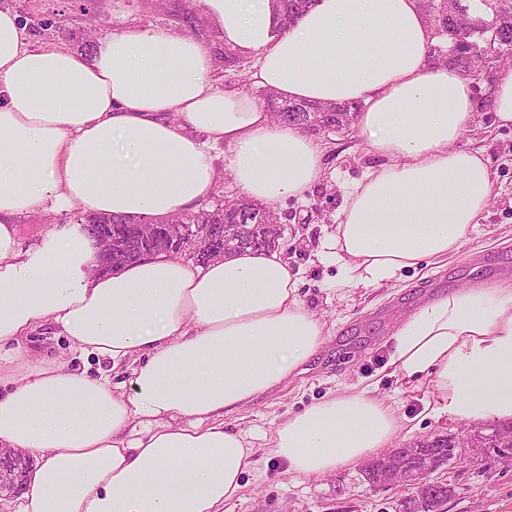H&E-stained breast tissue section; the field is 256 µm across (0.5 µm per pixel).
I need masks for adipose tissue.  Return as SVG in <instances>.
<instances>
[{"label":"adipose tissue","mask_w":512,"mask_h":512,"mask_svg":"<svg viewBox=\"0 0 512 512\" xmlns=\"http://www.w3.org/2000/svg\"><path fill=\"white\" fill-rule=\"evenodd\" d=\"M200 3L224 44L255 56L253 85L363 103L358 125L387 162L348 191L329 257L378 286L459 250L493 184L484 158L455 146L478 101L469 79L432 62L420 0H315L282 31L270 0ZM213 70L196 38L162 27L126 28L85 53L33 49L18 15L0 10V347L49 324L77 355L127 364L131 383L125 393L106 375L0 357V448L38 459L21 512H223L254 464L224 414L280 386L323 343L276 251L203 267L161 254L100 274L80 227L17 246L29 212L162 220L193 210L225 175L256 201L304 199L323 146L244 90L217 87ZM395 340L396 373L430 377L449 415L512 421V286L431 300ZM143 418L161 424L122 440ZM396 428L388 405L346 390L288 418L269 454L323 477L387 447Z\"/></svg>","instance_id":"obj_1"}]
</instances>
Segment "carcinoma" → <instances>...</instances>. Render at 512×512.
<instances>
[{"mask_svg": "<svg viewBox=\"0 0 512 512\" xmlns=\"http://www.w3.org/2000/svg\"><path fill=\"white\" fill-rule=\"evenodd\" d=\"M314 0H271L272 8L280 26L286 28L308 8ZM421 6L430 23L435 36L442 44L432 49V60L453 67L462 76L477 80L480 71L490 64L508 65L512 63V0H494L491 7V19L474 17L466 0H421ZM271 104V115L274 121L296 125L308 132L320 129V132H336L351 126L361 111V104L344 103L321 105L309 102L273 101L272 95L265 94ZM183 220L188 228L206 229L207 238L216 244H224V236L219 234L221 226L230 228L235 224H251L254 232L262 237V241L243 246V249H263L274 247L278 235L274 224L280 220L277 209L271 205L256 204L248 199H237L221 205L213 210H201L197 213L174 215L158 221V237L163 241L176 240L177 247H186L189 257L199 264L205 261L198 256L195 243L191 241L194 234L188 233L173 238L169 222ZM83 224L112 226V242L126 246L137 261L141 249L135 230V224L142 218L135 216L116 215H80ZM483 441L482 457L486 459L512 455L511 446H501L494 441L492 433H480ZM464 449L458 448L448 441V436L425 438L409 446L407 464L414 470L426 467L436 471L443 466H451L461 459ZM390 454L376 457L374 463L363 469L364 480L371 486L393 484L394 475L389 466ZM455 496V487L450 483L435 481L424 487L414 484V494L401 501L398 512H444L448 500Z\"/></svg>", "mask_w": 512, "mask_h": 512, "instance_id": "obj_1", "label": "carcinoma"}]
</instances>
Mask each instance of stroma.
<instances>
[{
    "label": "stroma",
    "mask_w": 512,
    "mask_h": 512,
    "mask_svg": "<svg viewBox=\"0 0 512 512\" xmlns=\"http://www.w3.org/2000/svg\"><path fill=\"white\" fill-rule=\"evenodd\" d=\"M6 9L19 16L34 47L55 44L83 50L85 32L91 26L105 37L133 24L181 31L210 49L218 84L251 87V59L225 60L224 44L196 0H0V10ZM321 143L325 149L322 176L307 200L281 203L277 209L290 217L282 254L298 274L299 301L324 321L325 341L281 386L225 415V427L240 431L253 443L257 464L244 476L239 497L226 503L224 512H393V504L410 495L409 486L371 487L357 466L320 478L295 475L285 462L267 454L276 429L306 406L347 389L392 408L398 424L392 441L396 448L468 429V422L440 410L430 379L412 387L394 372L390 360L395 336L424 304L443 293L483 284H512L511 127L497 126L491 113L480 110L456 143L457 148L482 153L493 182L490 201L460 250L423 268L404 270L398 281L381 287H335L342 267L325 261L323 253L327 237L336 230L347 185L386 159L356 125L322 137ZM69 220V215L52 211L23 216L17 224L18 242L25 249L38 247ZM20 351L88 370L93 376L110 374L116 384L129 377L125 368L113 367L109 360L75 358L66 337L49 326L21 343ZM433 477L456 488L446 512H512V467L468 461L440 468Z\"/></svg>",
    "instance_id": "1"
}]
</instances>
